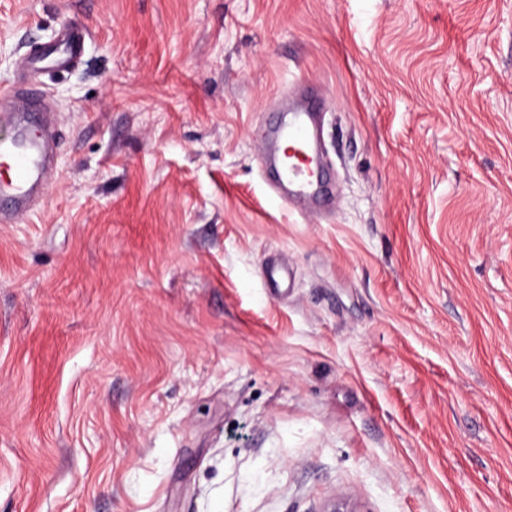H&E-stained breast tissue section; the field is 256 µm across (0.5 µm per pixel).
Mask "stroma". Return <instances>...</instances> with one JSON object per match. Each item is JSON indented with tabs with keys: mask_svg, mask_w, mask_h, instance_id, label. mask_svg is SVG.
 Listing matches in <instances>:
<instances>
[{
	"mask_svg": "<svg viewBox=\"0 0 512 512\" xmlns=\"http://www.w3.org/2000/svg\"><path fill=\"white\" fill-rule=\"evenodd\" d=\"M66 22L0 512H512V0H0V86ZM296 87L319 214L264 171ZM85 40L84 30L75 28H63L58 35V43L56 50L61 49L63 57L61 62L67 58L80 55ZM60 62V63H61Z\"/></svg>",
	"mask_w": 512,
	"mask_h": 512,
	"instance_id": "stroma-1",
	"label": "stroma"
}]
</instances>
